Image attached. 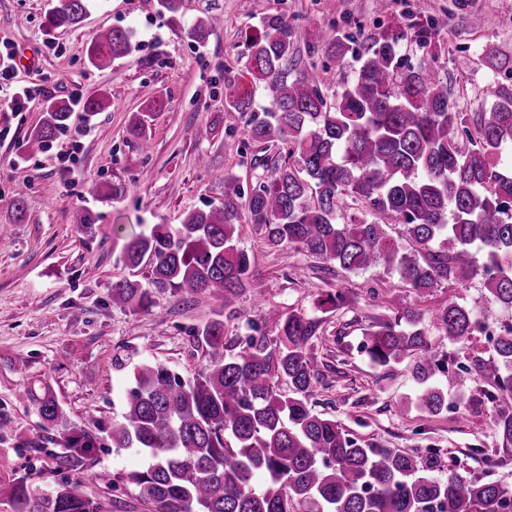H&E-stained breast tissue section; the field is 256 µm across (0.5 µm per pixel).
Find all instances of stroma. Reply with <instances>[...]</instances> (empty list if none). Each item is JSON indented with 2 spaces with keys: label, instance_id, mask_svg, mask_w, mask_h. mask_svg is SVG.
Instances as JSON below:
<instances>
[{
  "label": "stroma",
  "instance_id": "stroma-1",
  "mask_svg": "<svg viewBox=\"0 0 512 512\" xmlns=\"http://www.w3.org/2000/svg\"><path fill=\"white\" fill-rule=\"evenodd\" d=\"M58 0H0V48L15 57H32L34 68L13 65L0 82V403L13 422L0 429V465L29 474L37 493L58 483L84 480L88 496L106 512H148L130 473L143 457L131 449L97 448L78 470L56 469L51 451L59 450L58 430L44 431L18 393L26 381L48 379L71 423L111 425L122 410L130 384L129 365L143 360L166 364L183 377L207 363L203 346L192 337L216 314L226 334L239 342L266 307L301 310L319 316L323 335L314 348L324 380L311 398L317 413L336 419L358 439L426 455L439 449L446 464L469 476L512 487V450H502L491 422V404L475 401L476 385L450 390L448 408L436 416L419 411L416 384L407 363L375 368L362 349L364 328L393 316L398 309L422 313L454 301L479 319L501 326L512 323V309L495 303L475 278L445 285L420 298L401 288L397 274L380 268L350 272L298 251L264 244L250 224L242 225L238 247L252 257L264 289L230 298L186 292H157L150 311L131 313L113 305V280L123 274L116 225L137 232L152 224L180 223L184 212L221 202L224 184L216 172L235 176L252 187L268 173L267 159L277 148L245 146L242 127L227 129L224 84L252 78L236 58L245 32L262 19L284 13L296 31L297 53L287 71L307 67L308 45H324L338 35L351 37L361 51L370 36L432 18L444 25L434 37L438 58L407 38L399 45L403 65L434 62L464 115L487 109L495 91H512V72L488 64L486 46L512 58V0H335L325 14L322 0H183L175 19L161 15L157 0H100L80 26L47 31V15ZM216 16L220 25L208 41L195 44L184 28L195 18ZM481 17L474 27L473 17ZM121 27L131 30L135 51L111 67L97 69L85 48L97 35ZM33 88L26 112L5 103L16 91ZM104 91L108 111L74 112L68 129L40 152L28 150L27 138L38 124L45 99H71ZM153 111L147 139L127 132L132 113ZM25 168L27 179L16 176ZM119 183L120 199L99 201L92 186ZM21 199L23 217L10 206ZM95 215L93 235L72 222L76 206ZM343 289L351 304L329 312L316 305L329 291ZM48 442L49 453L15 449V435ZM111 473L114 483L94 480Z\"/></svg>",
  "mask_w": 512,
  "mask_h": 512
}]
</instances>
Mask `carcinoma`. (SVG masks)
Here are the masks:
<instances>
[{"mask_svg": "<svg viewBox=\"0 0 512 512\" xmlns=\"http://www.w3.org/2000/svg\"><path fill=\"white\" fill-rule=\"evenodd\" d=\"M95 0H60L47 27L80 24ZM214 19H197L186 37L202 44ZM439 20L414 23L413 37L436 58ZM295 30L282 13L266 16L245 35L237 53L246 74L269 102L261 117L246 122L249 143L286 148L270 174L248 192L221 175L224 201L188 212L180 224H153L124 237L120 258L127 273L112 283V304L139 313L155 291L234 295L255 287L251 256L236 245L241 223L255 225L270 247L284 243L310 256L355 271L381 267L396 273L418 297L444 284L479 277L495 302L512 308V92H500L489 110L467 118L432 64L402 69V30L370 39L353 78L329 103L322 86L331 71L350 67V40L324 48L321 66L289 78ZM135 50L132 31L113 28L95 38L85 57L94 68L112 65ZM72 105L48 99L44 116L28 137L42 150L68 127ZM224 111H252V93L229 84ZM153 113L136 112L128 132L147 138ZM349 213L341 223L339 216ZM391 217L392 225L375 220ZM73 223L91 235L92 213L75 209ZM265 329H254L233 352L224 321L214 318L194 331L208 364L190 379L165 364L133 365L134 386L125 395L108 439L134 449L144 467L128 475L150 512H512V491L443 467L438 449L427 458L366 442L334 419L313 411L309 396L321 382L314 339L321 320L302 311L268 309ZM448 339L450 350L432 351L429 328ZM488 328L455 303L421 313L407 309L364 333L363 350L375 367L413 361L415 402L437 415L448 392L471 376L479 397L492 404L493 433L512 449V324L492 337L495 357L466 364L468 342ZM20 397L41 427L67 432L57 462L79 469L102 437L93 428L74 430L53 387L26 383ZM264 476L263 484L256 483ZM28 475L0 480V497L13 512H101L83 481L58 484L34 498Z\"/></svg>", "mask_w": 512, "mask_h": 512, "instance_id": "obj_1", "label": "carcinoma"}]
</instances>
